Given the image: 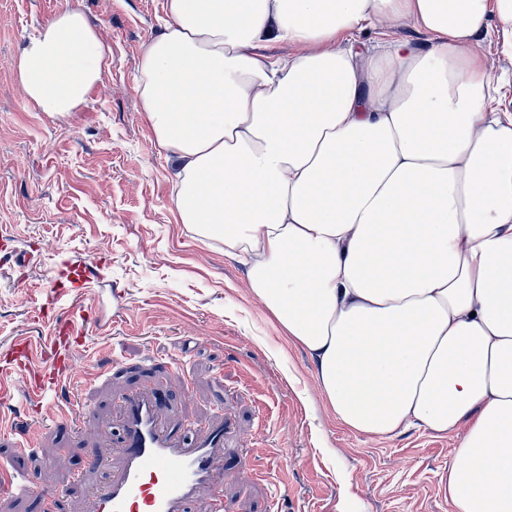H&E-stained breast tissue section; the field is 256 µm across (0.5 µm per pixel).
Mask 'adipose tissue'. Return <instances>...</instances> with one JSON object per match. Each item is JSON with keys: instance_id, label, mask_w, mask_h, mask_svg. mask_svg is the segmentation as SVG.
I'll list each match as a JSON object with an SVG mask.
<instances>
[{"instance_id": "obj_1", "label": "adipose tissue", "mask_w": 512, "mask_h": 512, "mask_svg": "<svg viewBox=\"0 0 512 512\" xmlns=\"http://www.w3.org/2000/svg\"><path fill=\"white\" fill-rule=\"evenodd\" d=\"M136 94L175 162L174 207L252 257L249 282L350 430L469 428L453 512H512V113L470 42L512 55V0H166ZM409 20L433 41L353 34ZM299 46L280 60L267 40ZM111 49L81 11L21 46L41 111L66 115Z\"/></svg>"}]
</instances>
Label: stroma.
Segmentation results:
<instances>
[{
  "instance_id": "obj_1",
  "label": "stroma",
  "mask_w": 512,
  "mask_h": 512,
  "mask_svg": "<svg viewBox=\"0 0 512 512\" xmlns=\"http://www.w3.org/2000/svg\"><path fill=\"white\" fill-rule=\"evenodd\" d=\"M164 4L0 0V356L15 337L50 335L67 305L49 294L53 276L96 265L80 291L86 322L74 388L91 414L43 428L30 456L12 457V438L0 436V458L40 474L64 512H88L92 487L108 474L89 471L88 452L105 451L102 432L119 434L118 394L157 388L174 401L179 430L234 420L219 489L237 512H452L448 467L467 424L404 426L387 438L347 430L320 392L310 352L252 293L247 263L179 224L174 167L135 93ZM68 8L93 20L112 63L83 104L51 116L26 97L16 52ZM111 358L124 374H102Z\"/></svg>"
}]
</instances>
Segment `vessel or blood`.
<instances>
[{"label": "vessel or blood", "mask_w": 512, "mask_h": 512, "mask_svg": "<svg viewBox=\"0 0 512 512\" xmlns=\"http://www.w3.org/2000/svg\"><path fill=\"white\" fill-rule=\"evenodd\" d=\"M83 307L71 300L51 336L36 342L22 336L12 343L14 357L0 368V396L23 391L40 420L84 419L88 411L78 402L63 405L49 400L61 382H75L73 335L83 331ZM124 420L119 462L94 454L98 466L113 467L109 479L93 491L94 512H190L198 492L224 474V441L228 421L201 426L184 439L162 424L164 401L134 390L122 397ZM0 487L19 499L38 501L41 512H60L57 493L38 474L0 462Z\"/></svg>", "instance_id": "b4317fda"}]
</instances>
